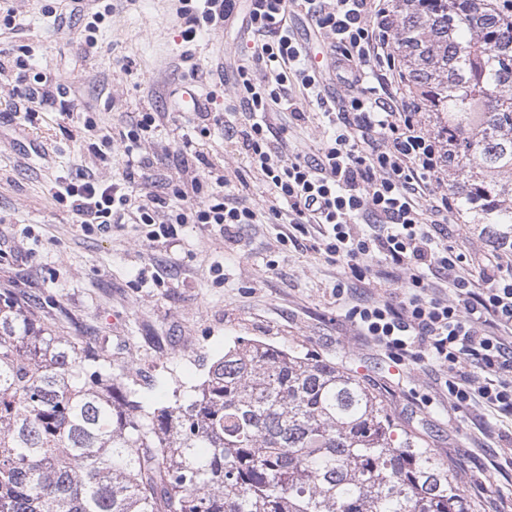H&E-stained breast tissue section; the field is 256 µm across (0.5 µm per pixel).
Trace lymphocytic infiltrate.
<instances>
[{
  "label": "lymphocytic infiltrate",
  "mask_w": 512,
  "mask_h": 512,
  "mask_svg": "<svg viewBox=\"0 0 512 512\" xmlns=\"http://www.w3.org/2000/svg\"><path fill=\"white\" fill-rule=\"evenodd\" d=\"M187 39L240 20L251 46L233 70L235 107L244 122L225 133L244 160L234 176L200 170L192 139L179 149L184 179L164 193L127 162L121 179L100 181L86 172L81 184L60 185L56 199L70 200L81 224H146L149 240L170 238L180 224H215L230 232L243 224H317L322 250L346 263L348 277L333 292L343 297L362 279L367 261L394 269L400 289L353 306L349 317L362 335L396 363L425 361L447 368L444 387L455 407L478 404L512 418V262L500 256L469 258L448 243L459 210L455 196L439 189L444 166L440 143L421 120V104L407 91L392 37L391 0H179ZM303 18L331 47L320 68L307 43L289 26ZM14 94L26 116L55 107L65 87L30 76L15 58ZM335 73L345 93L323 91L325 72ZM315 103L325 124L316 154L289 155L290 122ZM267 187L263 203L247 198V174ZM149 191L133 201L127 187ZM452 288L439 297L435 280Z\"/></svg>",
  "instance_id": "f902f5d3"
}]
</instances>
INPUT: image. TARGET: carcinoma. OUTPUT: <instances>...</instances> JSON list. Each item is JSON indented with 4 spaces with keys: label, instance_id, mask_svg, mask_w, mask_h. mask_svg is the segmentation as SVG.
<instances>
[{
    "label": "carcinoma",
    "instance_id": "carcinoma-1",
    "mask_svg": "<svg viewBox=\"0 0 512 512\" xmlns=\"http://www.w3.org/2000/svg\"><path fill=\"white\" fill-rule=\"evenodd\" d=\"M448 191L512 246V12L394 0ZM346 368L238 338L149 409L94 348L0 292V512H469L457 477Z\"/></svg>",
    "mask_w": 512,
    "mask_h": 512
}]
</instances>
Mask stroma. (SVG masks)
Returning a JSON list of instances; mask_svg holds the SVG:
<instances>
[{
  "mask_svg": "<svg viewBox=\"0 0 512 512\" xmlns=\"http://www.w3.org/2000/svg\"><path fill=\"white\" fill-rule=\"evenodd\" d=\"M12 27L0 45H27L37 70L70 90L67 110L28 120L17 113L13 66L0 67V291L46 311L57 334L101 350L119 378L133 377L148 408L170 405L174 389L200 384L209 366L237 337L298 348L342 364L385 401L401 429L415 435L458 479L470 512H512V422L484 407L454 408L441 386L446 369L423 362L391 363L351 322V305L385 296L391 278L354 282L348 300L332 289L344 273L319 251L318 225L296 232L288 224H245L234 241L218 227L186 224L175 238L148 241L140 224L86 230L68 203L53 199L56 183L80 184L85 171L104 181L120 178L129 155L118 133L138 113L164 112L167 121L135 158L153 163L157 183L177 178L176 150L192 133L187 87L205 99L208 80H192L180 63L191 51L201 71L236 59L245 43L238 24L186 42L177 0H112L98 21L97 50L86 53L79 28L58 29L66 0H10ZM233 96L205 111L223 112ZM93 118L95 131L84 122ZM110 135L112 158L95 154ZM197 149L218 173L241 158L221 127L195 135ZM290 242H283V235Z\"/></svg>",
  "mask_w": 512,
  "mask_h": 512,
  "instance_id": "stroma-1",
  "label": "stroma"
}]
</instances>
